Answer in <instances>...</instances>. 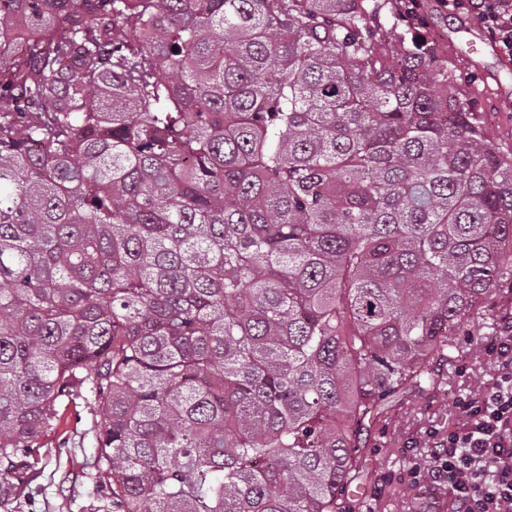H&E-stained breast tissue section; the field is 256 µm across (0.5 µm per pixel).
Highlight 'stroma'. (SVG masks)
Instances as JSON below:
<instances>
[{"label":"stroma","instance_id":"1","mask_svg":"<svg viewBox=\"0 0 512 512\" xmlns=\"http://www.w3.org/2000/svg\"><path fill=\"white\" fill-rule=\"evenodd\" d=\"M469 23L439 0H418L413 16L385 26L379 35L395 41L404 30L418 28L444 44ZM496 64L492 56L472 62L455 51L447 53L449 81L469 92L471 109L488 139L512 157V74L498 75ZM506 319L512 320V304L499 292L457 332L456 356L438 385L412 394L374 423L358 479L365 494L350 499V512H448L447 484L412 478L410 469L429 465L428 434L447 433L458 415L457 397L491 381L484 346L498 336ZM60 416L57 428L39 440L25 465L10 469L0 464V512H105L94 465L101 417L87 396L61 407Z\"/></svg>","mask_w":512,"mask_h":512}]
</instances>
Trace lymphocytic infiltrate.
<instances>
[{
	"label": "lymphocytic infiltrate",
	"mask_w": 512,
	"mask_h": 512,
	"mask_svg": "<svg viewBox=\"0 0 512 512\" xmlns=\"http://www.w3.org/2000/svg\"><path fill=\"white\" fill-rule=\"evenodd\" d=\"M446 5L482 27L512 61V0H446ZM487 352L491 383L458 399V422L429 440L432 466L412 470L447 482L454 512H512V326Z\"/></svg>",
	"instance_id": "1"
}]
</instances>
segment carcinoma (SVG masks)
Returning a JSON list of instances; mask_svg holds the SVG:
<instances>
[{"label": "carcinoma", "instance_id": "obj_1", "mask_svg": "<svg viewBox=\"0 0 512 512\" xmlns=\"http://www.w3.org/2000/svg\"><path fill=\"white\" fill-rule=\"evenodd\" d=\"M402 0H0V463L87 390L112 512H349L512 282V158Z\"/></svg>", "mask_w": 512, "mask_h": 512}]
</instances>
